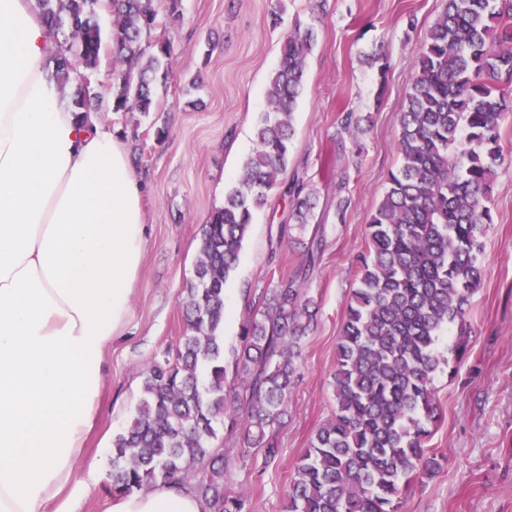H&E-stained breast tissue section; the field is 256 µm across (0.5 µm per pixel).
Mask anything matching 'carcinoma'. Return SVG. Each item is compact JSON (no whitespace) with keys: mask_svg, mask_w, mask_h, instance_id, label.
<instances>
[{"mask_svg":"<svg viewBox=\"0 0 512 512\" xmlns=\"http://www.w3.org/2000/svg\"><path fill=\"white\" fill-rule=\"evenodd\" d=\"M44 22L69 31L52 57L61 87L94 70L105 45L122 68L112 83V111L148 112V73L169 58L168 41L143 43L157 24L156 0H112V27L98 19L100 0H36ZM316 39L297 24L285 33L269 79L270 106L257 126L256 148L235 185L203 229L195 279L181 305L185 329L175 355L144 371L129 423L112 440L109 489L128 495L183 484L204 465L194 491L210 512H246L245 494L224 481L228 462L213 448L221 427L237 429L263 464L279 455L274 423L283 411L311 324L304 280L321 258L308 249L297 273L279 280L268 302L244 315L239 345L224 353V287L254 211L284 184L292 114L304 91L306 58ZM90 82L78 84L76 111L100 109ZM512 113V0H445L428 31L398 114V168L366 224L357 286L336 346L334 416L295 465L285 512H399L413 485L432 475L427 448L439 420L434 380L440 339L456 332L448 352L465 350L470 297L480 284L481 238L494 218L491 182L503 161L500 129ZM365 118L348 113L343 130L355 138ZM293 226L310 224L316 196L287 185ZM240 377L226 386L228 373Z\"/></svg>","mask_w":512,"mask_h":512,"instance_id":"1","label":"carcinoma"}]
</instances>
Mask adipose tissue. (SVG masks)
Wrapping results in <instances>:
<instances>
[{
	"label": "adipose tissue",
	"mask_w": 512,
	"mask_h": 512,
	"mask_svg": "<svg viewBox=\"0 0 512 512\" xmlns=\"http://www.w3.org/2000/svg\"><path fill=\"white\" fill-rule=\"evenodd\" d=\"M59 44L34 0H0V512H77L105 357L125 328L148 242L142 183L49 71ZM179 484L109 512H204Z\"/></svg>",
	"instance_id": "adipose-tissue-1"
}]
</instances>
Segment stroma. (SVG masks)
<instances>
[{
	"instance_id": "obj_1",
	"label": "stroma",
	"mask_w": 512,
	"mask_h": 512,
	"mask_svg": "<svg viewBox=\"0 0 512 512\" xmlns=\"http://www.w3.org/2000/svg\"><path fill=\"white\" fill-rule=\"evenodd\" d=\"M279 5L285 13L275 25L271 13ZM444 7V0H180L173 15L161 0L151 36L170 40L173 51L154 109L99 115L143 181L149 237L130 320L106 354L89 457L111 448L139 400L146 367L181 336L180 300L194 277L202 229L255 149L284 33L294 23L310 24L317 40L293 114L287 178L307 183L319 197L312 226L323 234V254L306 284L314 322L274 426L276 463L263 467L255 448L242 453L227 430L214 442L230 462L225 481L243 491L250 512H284L297 459L335 411L336 345L356 286L357 257L399 164L398 112L414 61ZM375 53L389 60L386 75L369 63ZM349 112L371 116L359 155L341 131ZM501 145L505 160L492 182L495 222L482 240L484 277L471 298V333L452 370H440L434 381L440 419L428 447L438 466L412 487L401 512H512V116L501 127ZM341 196L348 208L340 221ZM289 223L288 199L273 191L225 287V347L237 346L248 305L261 304L302 265L311 236L289 231Z\"/></svg>"
}]
</instances>
